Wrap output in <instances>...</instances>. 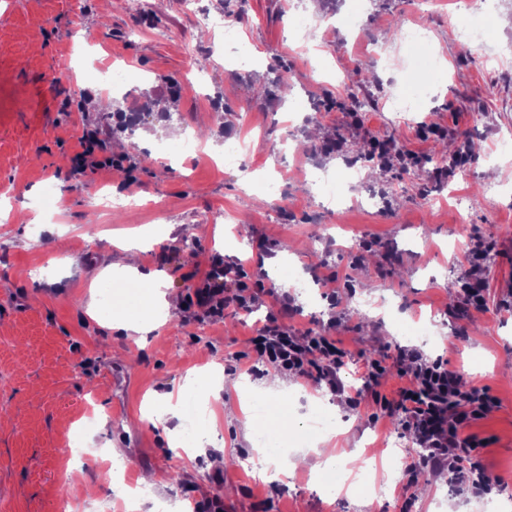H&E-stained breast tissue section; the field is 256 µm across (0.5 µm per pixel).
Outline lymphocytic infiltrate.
<instances>
[{
	"mask_svg": "<svg viewBox=\"0 0 512 512\" xmlns=\"http://www.w3.org/2000/svg\"><path fill=\"white\" fill-rule=\"evenodd\" d=\"M243 266L225 264L214 256L209 271L194 290L205 317L217 321L226 309L246 312L265 294V287H250ZM288 299H281L279 311L267 314V320L250 339L249 371L260 376L267 369L286 375L313 376L324 382L334 395L346 397L350 406L359 400L347 393L339 375L350 353L336 337L317 333L296 336L283 322L293 312ZM395 362L399 375L407 381L396 396L379 390L388 366L385 360L371 359L364 364V377L372 388L373 400L386 415L398 416L403 430L419 440L423 451L407 466L408 477L429 471L444 474L457 493L486 495L493 487L485 479L482 451L488 439L473 433L478 421L497 407V399L487 391L466 387L460 373L450 370L446 361L430 359L413 348H398Z\"/></svg>",
	"mask_w": 512,
	"mask_h": 512,
	"instance_id": "1",
	"label": "lymphocytic infiltrate"
}]
</instances>
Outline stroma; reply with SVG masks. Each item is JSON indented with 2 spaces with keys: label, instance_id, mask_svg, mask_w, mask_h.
I'll return each mask as SVG.
<instances>
[{
  "label": "stroma",
  "instance_id": "35a3bbf8",
  "mask_svg": "<svg viewBox=\"0 0 512 512\" xmlns=\"http://www.w3.org/2000/svg\"><path fill=\"white\" fill-rule=\"evenodd\" d=\"M140 2L134 11L128 0H0V199L11 206L0 227V512H58L69 438L117 449L132 478L153 474L141 512L160 501L193 506L208 498L224 512H482L480 499L459 496L428 473L411 483L405 474L389 482L378 472L380 492L355 484L340 496L300 467L281 479L277 496L254 441L260 430L289 433L290 417H309L319 405L341 423L334 436L340 458L387 464L380 451L392 433L410 464L422 447L398 420L377 416L363 363L410 345L398 324L432 311L447 342L427 355L498 400L473 430L490 440L483 462L492 499L512 498V312L504 308L512 301V165L487 154L496 134H512V64L496 63L512 57V25L499 22L512 16V0L490 10L481 0H434L426 11L419 0H319L308 28L295 27L289 12L305 0H203L231 16L238 35L230 42L198 27L185 0ZM455 9L486 21L481 51L449 38ZM398 20L426 25L428 40L402 44ZM76 27L96 32L82 68L71 62ZM198 58L205 68L195 66ZM108 59L126 65V82L112 111L95 112L88 101L107 91L97 75ZM287 70L292 92L279 99L272 81ZM351 93L361 103L354 112L344 107ZM395 95L413 98L417 125L383 120ZM136 115L146 143L133 155L119 151L122 170L71 178L85 124L111 125L119 142ZM188 137L199 153H181ZM393 138L418 151L419 161L393 153L382 166L368 157L366 141ZM228 139L243 141V163L259 166L252 180L221 164ZM463 141L481 152L436 178L430 156L455 152ZM349 166L359 179L345 178ZM317 170L329 171L346 195L340 213L321 190L306 191ZM100 184L128 186L144 204L88 223L91 189ZM460 188L473 200L464 210L452 199ZM219 211L230 223L209 224ZM138 234L153 240L141 254L142 272L167 276L184 301L141 342L113 326L138 313L136 284L115 289L111 312L97 319L83 304L99 272L120 262L121 243ZM368 237L380 246L358 255ZM477 240L489 250L475 267L468 251ZM217 253L262 274L268 288L282 272L265 258L285 255L313 289L290 290L298 312L288 324L301 336L325 331L342 340L351 357L341 375L362 392L358 410L315 378L292 376L286 403L264 417L249 425L228 417L215 438L187 451L172 447L180 418L162 425L147 418L158 397L194 392L193 378L217 362L226 406L242 401L235 381L264 384L242 358L255 321L229 310L222 322H203L199 308L185 304ZM36 263L46 269L33 279L27 269ZM452 266L458 278L488 290L485 308L463 319L451 313L458 291L443 278ZM331 287L343 312L335 324L324 298ZM99 406L109 424L87 423ZM176 470L179 485L170 479Z\"/></svg>",
  "mask_w": 512,
  "mask_h": 512
}]
</instances>
